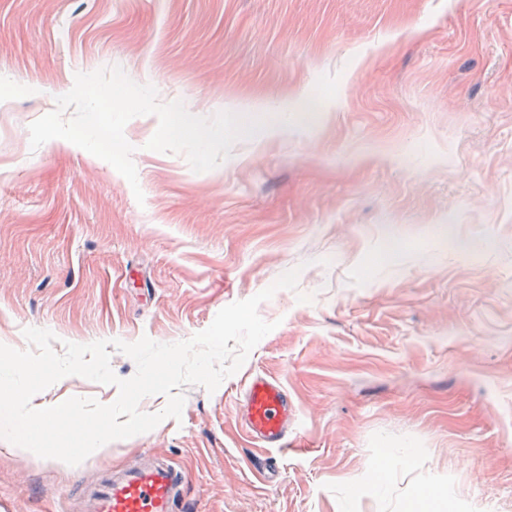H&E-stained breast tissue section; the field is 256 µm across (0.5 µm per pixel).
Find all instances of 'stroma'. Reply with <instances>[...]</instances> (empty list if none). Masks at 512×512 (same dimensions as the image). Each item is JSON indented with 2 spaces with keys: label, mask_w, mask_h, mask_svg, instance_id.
Listing matches in <instances>:
<instances>
[{
  "label": "stroma",
  "mask_w": 512,
  "mask_h": 512,
  "mask_svg": "<svg viewBox=\"0 0 512 512\" xmlns=\"http://www.w3.org/2000/svg\"><path fill=\"white\" fill-rule=\"evenodd\" d=\"M113 66L268 128L196 172L132 118L136 201L80 147L30 146L76 73ZM294 268L258 308L274 330L215 392L185 387L181 419L71 469L0 439L8 512H57L146 452L188 473L193 512H405L429 491L512 512V0H0V343L183 341ZM256 373L294 403L287 453L241 430ZM117 396L73 376L32 406Z\"/></svg>",
  "instance_id": "35a3bbf8"
}]
</instances>
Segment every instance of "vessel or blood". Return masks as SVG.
I'll use <instances>...</instances> for the list:
<instances>
[{
	"mask_svg": "<svg viewBox=\"0 0 512 512\" xmlns=\"http://www.w3.org/2000/svg\"><path fill=\"white\" fill-rule=\"evenodd\" d=\"M295 420L287 389L267 376H253L244 390L242 425L256 446L287 448ZM187 481L186 472L148 454L86 485L75 507L77 512H184Z\"/></svg>",
	"mask_w": 512,
	"mask_h": 512,
	"instance_id": "vessel-or-blood-1",
	"label": "vessel or blood"
}]
</instances>
